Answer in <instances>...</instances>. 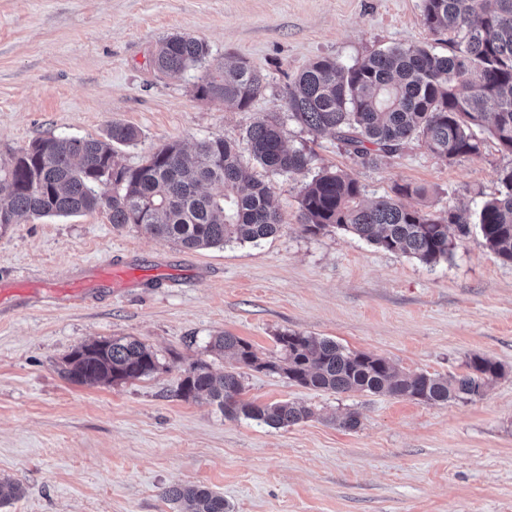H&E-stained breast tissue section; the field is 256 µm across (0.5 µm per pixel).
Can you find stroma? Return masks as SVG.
<instances>
[{
  "label": "stroma",
  "instance_id": "stroma-1",
  "mask_svg": "<svg viewBox=\"0 0 512 512\" xmlns=\"http://www.w3.org/2000/svg\"><path fill=\"white\" fill-rule=\"evenodd\" d=\"M204 40V66L173 78L150 58L172 34ZM435 36L422 0H0V166L36 139L96 138L108 124L140 130L119 147L134 167L164 144L221 137L252 164L247 129L280 110L284 88L312 61L344 65ZM436 43V42H435ZM242 62L264 78L240 109L197 97L214 64ZM312 171L351 173L365 198L394 185L423 187L408 206L476 209L497 195L512 156L486 140L452 162L414 143L377 165L356 163L334 134L284 121ZM283 225L260 243L185 250L103 210L29 218L0 229V282L64 280L89 263L131 259L142 283L87 300L48 293L0 300V480L21 494L0 512H177L162 493L207 487L230 512H512V264L479 236L435 266L343 231L302 230V175L265 174ZM227 331L259 357L298 331L385 357L403 370L458 373L469 356L491 358L501 377L481 399L427 405L384 394H334L285 376L245 370L244 400L294 402L311 418L272 428L225 417L177 389L192 362L222 373L211 348ZM128 336L156 354L153 375L111 385L67 379L78 346ZM358 411L345 431L332 417Z\"/></svg>",
  "mask_w": 512,
  "mask_h": 512
}]
</instances>
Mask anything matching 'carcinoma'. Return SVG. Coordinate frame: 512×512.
I'll list each match as a JSON object with an SVG mask.
<instances>
[{
    "label": "carcinoma",
    "instance_id": "cac0c4a2",
    "mask_svg": "<svg viewBox=\"0 0 512 512\" xmlns=\"http://www.w3.org/2000/svg\"><path fill=\"white\" fill-rule=\"evenodd\" d=\"M427 27L448 35V52L395 45L353 66L329 58L312 62L284 89L288 120L310 132H333L362 165L402 151L414 140L444 161L478 155L486 132L512 155V0H422ZM205 41L184 34L164 38L152 54L153 68L177 75L207 62ZM263 77L243 63H218L196 87L197 95L239 109L261 94ZM141 132L111 123L100 138L50 136L20 149L0 174V226L22 216H71L96 209L112 227L133 224L146 234L185 249L257 243L276 234L282 216L272 187L239 160L236 144L221 137L198 142L188 154L171 142L142 164L125 167L116 149L138 144ZM256 162L282 175L310 170L311 154L290 148L283 123L267 116L247 131ZM498 195L473 216L435 215L388 196L363 201L359 182L342 169H322L302 188L303 230L349 231L385 251L435 266L453 256L473 232L502 261L512 263V167L500 174ZM279 356L261 358L250 343L228 332L210 345L234 364L216 376L197 361L185 369L178 394L208 396L226 417L242 415L272 428L295 425L313 411L293 402L257 405L241 399L248 368L281 374L298 386L335 394L368 392L426 404L474 400L484 395L501 366L474 355L458 375L407 373L385 357L355 352L333 340L296 331L277 336ZM159 368L156 354L129 337L94 341L74 349L63 373L75 383L110 385L141 379ZM18 484L0 481V505L16 499ZM179 512H229L224 496L200 486L164 490Z\"/></svg>",
    "mask_w": 512,
    "mask_h": 512
}]
</instances>
